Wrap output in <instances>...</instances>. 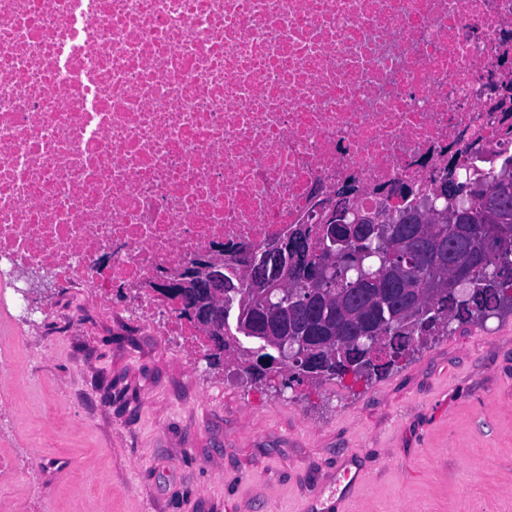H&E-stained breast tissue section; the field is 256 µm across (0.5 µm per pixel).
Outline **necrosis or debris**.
I'll use <instances>...</instances> for the list:
<instances>
[{
    "label": "necrosis or debris",
    "instance_id": "1",
    "mask_svg": "<svg viewBox=\"0 0 512 512\" xmlns=\"http://www.w3.org/2000/svg\"><path fill=\"white\" fill-rule=\"evenodd\" d=\"M511 159L512 0H0V277L127 289L194 350L158 271Z\"/></svg>",
    "mask_w": 512,
    "mask_h": 512
}]
</instances>
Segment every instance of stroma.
Instances as JSON below:
<instances>
[{
  "label": "stroma",
  "mask_w": 512,
  "mask_h": 512,
  "mask_svg": "<svg viewBox=\"0 0 512 512\" xmlns=\"http://www.w3.org/2000/svg\"><path fill=\"white\" fill-rule=\"evenodd\" d=\"M29 286L0 283V387L25 400L0 402V448L27 469L0 512H512V314L292 393L117 318L118 295Z\"/></svg>",
  "instance_id": "obj_1"
}]
</instances>
